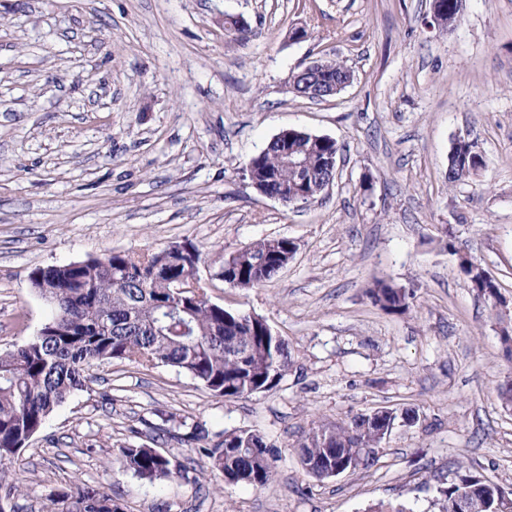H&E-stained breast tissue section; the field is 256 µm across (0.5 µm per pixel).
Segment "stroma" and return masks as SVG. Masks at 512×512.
Returning <instances> with one entry per match:
<instances>
[{
	"label": "stroma",
	"mask_w": 512,
	"mask_h": 512,
	"mask_svg": "<svg viewBox=\"0 0 512 512\" xmlns=\"http://www.w3.org/2000/svg\"><path fill=\"white\" fill-rule=\"evenodd\" d=\"M238 17L245 33L225 29ZM305 39L288 42L290 29ZM337 60L353 80L323 102L293 73ZM334 139L336 179L315 201L260 195L247 162L280 131ZM483 164L448 183L455 139ZM471 255L505 301L493 309L442 242ZM294 241L259 288L221 273L243 246ZM192 241L211 302L263 317L294 364L272 390L224 399L168 366L114 360L56 407L10 474L14 512L97 486L125 512H368L391 502L438 512L466 467L512 491V0H463L439 29L431 0H0V352L52 318L39 267ZM411 294L396 315L366 291ZM416 408L377 458L319 480L296 451L310 428L378 408ZM205 425L211 444L260 432L273 482L225 488L197 448L158 441L174 479L126 471L118 447L148 442L161 414Z\"/></svg>",
	"instance_id": "35a3bbf8"
}]
</instances>
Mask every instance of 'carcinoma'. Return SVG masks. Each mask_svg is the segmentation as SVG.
<instances>
[{
    "instance_id": "cac0c4a2",
    "label": "carcinoma",
    "mask_w": 512,
    "mask_h": 512,
    "mask_svg": "<svg viewBox=\"0 0 512 512\" xmlns=\"http://www.w3.org/2000/svg\"><path fill=\"white\" fill-rule=\"evenodd\" d=\"M337 142L303 136L279 139L250 159L252 179L265 192L283 185L296 195H316L319 181L335 174L326 158L337 155ZM308 159L310 169L301 177L288 170L286 153ZM472 175L458 154L448 159V183ZM288 246L286 238L263 239L231 256L224 283L254 288L277 276L282 266L275 257ZM160 252H112L64 265L35 269L31 286L54 305L55 314L40 332L17 349L0 353V504L18 491L9 481L15 457L43 427L46 418L72 393L86 385V372L97 362L124 360L144 368L164 365L189 375L218 397L247 398L276 387L292 364L288 344L272 345L263 323L233 313L208 298L205 284L178 300L176 314L162 310L174 300L171 278L155 273ZM374 304L402 314L409 293L378 281L368 290ZM413 408L387 410L382 419L373 413L354 416L333 427L312 428L299 442L298 453L306 471L318 479L332 477L330 469L355 470L366 466L375 451L402 421L416 424ZM172 438L194 444L211 459L227 487L239 484L266 486L275 474L268 444L252 429L224 432V441L208 447L209 432L200 423L187 424L176 414L162 418ZM123 465L149 483L169 480L181 468L169 456L145 443L119 448ZM481 476L459 467L455 479L439 490V512H457L460 497L482 486ZM46 512H124L112 495L99 487L83 486L48 497Z\"/></svg>"
}]
</instances>
